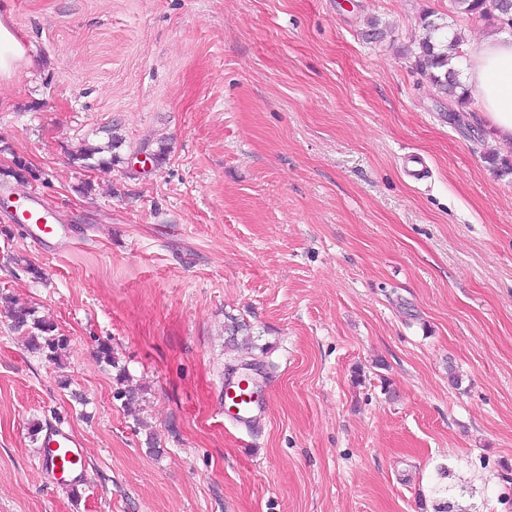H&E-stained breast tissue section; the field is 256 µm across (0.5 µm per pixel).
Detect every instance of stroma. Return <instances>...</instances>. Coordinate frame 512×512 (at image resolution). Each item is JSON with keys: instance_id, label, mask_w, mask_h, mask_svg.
<instances>
[{"instance_id": "1", "label": "stroma", "mask_w": 512, "mask_h": 512, "mask_svg": "<svg viewBox=\"0 0 512 512\" xmlns=\"http://www.w3.org/2000/svg\"><path fill=\"white\" fill-rule=\"evenodd\" d=\"M0 11L32 49L0 86V169L41 175L0 198L38 193L69 228L46 253L0 216V293L69 339L56 364L0 317V512H434L441 464L466 512H507L512 150L413 52L428 12L461 36V71L512 31L449 0ZM113 133L119 165L73 162ZM161 140L166 163L138 164ZM231 315L252 348L225 349ZM102 341L141 386L136 414ZM247 364L266 413L244 429L219 402ZM36 422L84 442L85 480L41 469Z\"/></svg>"}]
</instances>
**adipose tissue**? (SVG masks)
<instances>
[{
    "instance_id": "1",
    "label": "adipose tissue",
    "mask_w": 512,
    "mask_h": 512,
    "mask_svg": "<svg viewBox=\"0 0 512 512\" xmlns=\"http://www.w3.org/2000/svg\"><path fill=\"white\" fill-rule=\"evenodd\" d=\"M27 61L22 39L8 16L0 13V84L12 80ZM466 79L477 93L497 143L504 148L512 146V39H484L470 61Z\"/></svg>"
}]
</instances>
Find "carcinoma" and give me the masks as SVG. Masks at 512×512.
<instances>
[{"label": "carcinoma", "mask_w": 512, "mask_h": 512, "mask_svg": "<svg viewBox=\"0 0 512 512\" xmlns=\"http://www.w3.org/2000/svg\"><path fill=\"white\" fill-rule=\"evenodd\" d=\"M456 12L471 15L484 21H493L499 26L512 24V12L502 6L492 5V0H451ZM422 35L420 36L416 51L414 52L415 66L422 76L426 77L438 90L455 98L461 107L469 102L468 90L462 87L459 79V71L450 65V60L460 57L459 48L461 40L459 35H448V24L427 13L421 18ZM122 143V138L112 135L111 144L103 148L101 146L86 144L78 150L75 159L89 166V161L97 160V167L106 168L119 162L117 155L109 159L99 157L104 149H117ZM3 175L11 177L19 183H27L36 180L39 174L21 157L15 158L13 166L5 169ZM0 313L9 320V327L22 335L28 347L46 359L60 362L68 348L66 337L57 334V326L54 322L37 315V310L32 306L19 305L8 296H0ZM99 361L117 369L115 381L117 389L114 397L122 401V406L127 411L139 401V389L131 384L128 371L118 366V360L112 345L99 343L96 350Z\"/></svg>", "instance_id": "obj_1"}]
</instances>
